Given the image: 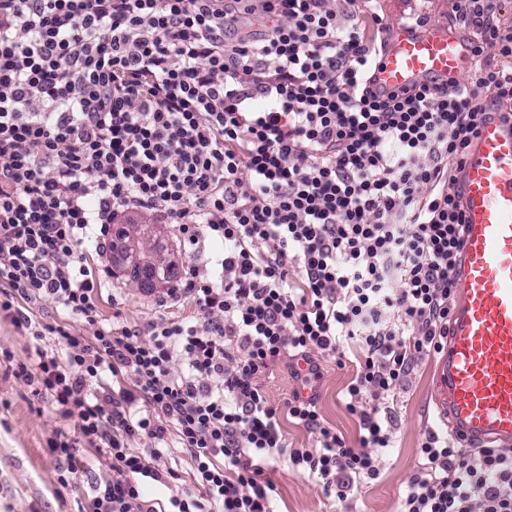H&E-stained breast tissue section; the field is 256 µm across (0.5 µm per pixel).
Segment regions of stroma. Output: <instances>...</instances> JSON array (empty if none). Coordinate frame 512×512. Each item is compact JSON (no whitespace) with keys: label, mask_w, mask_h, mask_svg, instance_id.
<instances>
[{"label":"stroma","mask_w":512,"mask_h":512,"mask_svg":"<svg viewBox=\"0 0 512 512\" xmlns=\"http://www.w3.org/2000/svg\"><path fill=\"white\" fill-rule=\"evenodd\" d=\"M356 18L363 21L369 35H376V19L384 23H405L423 28L434 22L458 24L455 0H356ZM127 229L138 225L152 228L154 241L173 265L169 280L159 281L145 291L124 269L104 267L95 252H87L89 268L106 269L101 279L96 323L66 314L52 302L33 305L34 321L61 325L69 332L92 337L98 327L129 328L143 333L150 321L160 316L188 319L194 314L189 301H166L169 282L183 279L190 264L204 265L221 250L211 239L198 245L184 244L177 225L165 224L147 213L124 217ZM35 339L27 330L16 328L0 315V512H82L93 496L96 479L109 471V462L95 449L79 443L75 418L61 416L48 403L34 396L32 386L16 375L17 364L29 362ZM319 408L327 424L346 440L359 435L357 419L345 408L344 388L356 371L355 360L337 365L334 356L319 357ZM434 356L418 360L414 373L398 396V420L393 447L382 451L377 479L361 484L351 498L341 502L324 494L317 482L294 467L288 456L265 465L264 475L274 487L276 512H395L412 471L418 466V448L428 429L443 424L433 400ZM68 432L78 441L81 468L68 486L58 482L59 464L48 451L56 433ZM162 463L175 470L179 481L163 486L153 481L143 484L148 498L167 503L169 497L188 487L192 469L189 455L173 450Z\"/></svg>","instance_id":"35a3bbf8"}]
</instances>
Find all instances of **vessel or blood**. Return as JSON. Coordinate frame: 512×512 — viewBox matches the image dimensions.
<instances>
[{
  "mask_svg": "<svg viewBox=\"0 0 512 512\" xmlns=\"http://www.w3.org/2000/svg\"><path fill=\"white\" fill-rule=\"evenodd\" d=\"M471 40L397 26L373 76L385 91L473 72ZM465 215L448 345L434 377L440 420L465 443L512 447V120L491 113L455 173Z\"/></svg>",
  "mask_w": 512,
  "mask_h": 512,
  "instance_id": "1",
  "label": "vessel or blood"
}]
</instances>
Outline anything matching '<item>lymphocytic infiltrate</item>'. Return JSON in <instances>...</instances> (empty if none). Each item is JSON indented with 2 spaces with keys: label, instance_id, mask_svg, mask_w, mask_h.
Returning <instances> with one entry per match:
<instances>
[{
  "label": "lymphocytic infiltrate",
  "instance_id": "f902f5d3",
  "mask_svg": "<svg viewBox=\"0 0 512 512\" xmlns=\"http://www.w3.org/2000/svg\"><path fill=\"white\" fill-rule=\"evenodd\" d=\"M354 5L0 0V313L58 340L59 353L37 350L16 373L109 460L94 512H157L138 480L175 473L156 467L160 450L145 457L126 441L170 433L194 469L169 512H272L262 474L283 454L346 501L379 475L397 390L446 346L463 224L454 172L486 115L476 98L511 102L512 70L381 92V50ZM457 7L475 55L512 57L497 0ZM131 209L189 244L222 243L211 267L190 266L168 291L195 315L157 318L147 343L124 328L88 339L34 322L26 307L43 299L95 320L81 247L106 256ZM350 340L353 446L314 398L279 408L260 383L290 352L319 377L316 355L344 360ZM283 411L315 448L288 450ZM77 442L61 432L49 443L61 485L78 471ZM419 455L397 512H512V448L465 450L432 431Z\"/></svg>",
  "mask_w": 512,
  "mask_h": 512
}]
</instances>
